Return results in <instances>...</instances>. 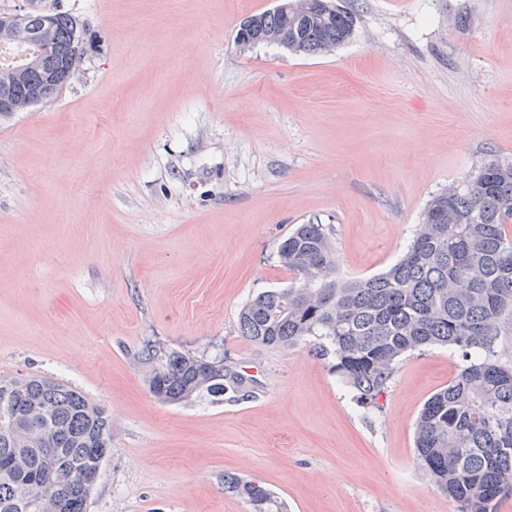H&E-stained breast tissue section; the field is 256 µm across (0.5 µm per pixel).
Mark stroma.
I'll return each instance as SVG.
<instances>
[{"label":"stroma","mask_w":512,"mask_h":512,"mask_svg":"<svg viewBox=\"0 0 512 512\" xmlns=\"http://www.w3.org/2000/svg\"><path fill=\"white\" fill-rule=\"evenodd\" d=\"M340 3L352 37L308 56L238 44L273 0H0L86 25L74 78L0 116V377H52L111 416L87 512H249L228 473L289 512H457L414 443L456 352L408 353L370 411L307 349L237 330L287 287L296 225H325L340 276H370L432 197L512 161V0ZM147 338L258 385L160 403L133 357Z\"/></svg>","instance_id":"35a3bbf8"}]
</instances>
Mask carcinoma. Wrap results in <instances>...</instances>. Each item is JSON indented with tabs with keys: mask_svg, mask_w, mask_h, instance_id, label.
<instances>
[{
	"mask_svg": "<svg viewBox=\"0 0 512 512\" xmlns=\"http://www.w3.org/2000/svg\"><path fill=\"white\" fill-rule=\"evenodd\" d=\"M290 0L288 12L258 13L265 40L304 55L348 41L354 17L335 0ZM51 53L31 57L23 83L45 71L78 70L74 25L52 14ZM512 161L480 166L464 186L427 204L412 241L385 271L359 279L337 275L336 250L322 224H300L278 246L285 288L243 305L238 333L269 348L307 346L368 410L380 408L400 358L428 346L448 347L464 362L415 419V463L459 512H497L512 496V366L498 342L512 315ZM151 395L181 405L226 393L247 396L255 380L224 355L194 356L146 339L135 353ZM112 442V420L83 392L38 375L0 378V512H87L89 494ZM224 491L250 512H287L259 483L224 475Z\"/></svg>",
	"mask_w": 512,
	"mask_h": 512,
	"instance_id": "obj_1",
	"label": "carcinoma"
}]
</instances>
